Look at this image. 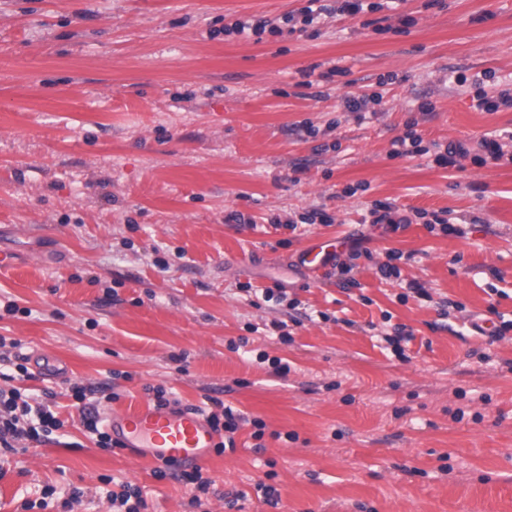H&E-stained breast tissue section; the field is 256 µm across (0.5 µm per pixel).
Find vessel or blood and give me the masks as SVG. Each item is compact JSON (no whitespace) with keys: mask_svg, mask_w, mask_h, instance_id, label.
I'll list each match as a JSON object with an SVG mask.
<instances>
[{"mask_svg":"<svg viewBox=\"0 0 512 512\" xmlns=\"http://www.w3.org/2000/svg\"><path fill=\"white\" fill-rule=\"evenodd\" d=\"M107 426L123 447L180 466H192L204 460L217 444L214 430L192 410L171 412L142 406L109 414Z\"/></svg>","mask_w":512,"mask_h":512,"instance_id":"vessel-or-blood-1","label":"vessel or blood"}]
</instances>
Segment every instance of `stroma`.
<instances>
[{
  "label": "stroma",
  "instance_id": "obj_1",
  "mask_svg": "<svg viewBox=\"0 0 512 512\" xmlns=\"http://www.w3.org/2000/svg\"><path fill=\"white\" fill-rule=\"evenodd\" d=\"M303 5L0 0V337L33 373L14 387L64 423L0 453V512H112L126 483L143 512H198L179 469L160 477L98 445L76 383L102 414L153 404L158 386L181 409L216 398L240 411L235 449L200 464L209 512H512V160L457 170L390 155L409 122L429 148L512 133L511 108L473 106L484 71L485 90L512 88V0H401L304 33H221ZM374 92L365 117L341 111ZM305 122L316 136L299 134ZM379 200L408 225L363 223ZM312 209L332 223H299ZM426 213L462 235L429 230ZM319 240L336 245L329 264H300ZM392 251L400 274L386 277ZM276 286L295 307L258 300ZM494 311L508 327L493 340L480 327ZM400 330L399 356L385 339ZM42 356L68 377L35 375Z\"/></svg>",
  "mask_w": 512,
  "mask_h": 512
}]
</instances>
